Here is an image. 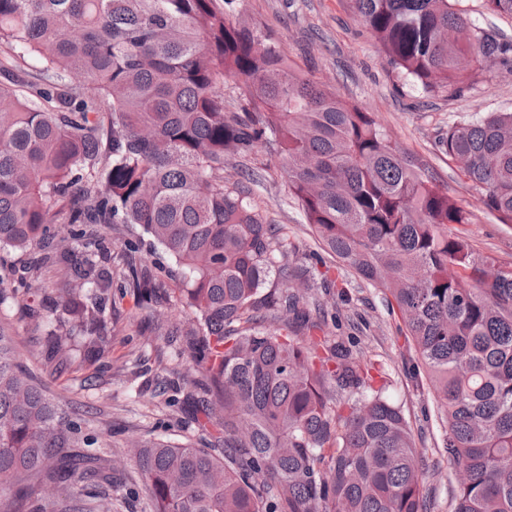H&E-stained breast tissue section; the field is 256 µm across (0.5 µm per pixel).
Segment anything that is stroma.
Here are the masks:
<instances>
[{
	"mask_svg": "<svg viewBox=\"0 0 512 512\" xmlns=\"http://www.w3.org/2000/svg\"><path fill=\"white\" fill-rule=\"evenodd\" d=\"M238 17L261 26L290 62L324 84L342 99L371 112L377 125L416 165L432 172L441 188L471 213L467 224H452L449 235L468 237L477 256L512 267V226L498 223L478 200L477 192L438 146L440 135L461 120H478L493 112L512 111V71L491 65L477 71L463 91L423 92L388 66L379 44L365 28L353 0H235ZM268 164L253 187L268 223L287 225L300 253L318 243L288 194V177L269 148H258L250 161L230 159L224 176L233 180L243 164ZM113 252L140 237L138 263L160 276L166 288H175L181 268L160 245L134 224H116L108 232ZM353 302L344 315L360 314L367 355H381L391 375L388 397L401 407L415 433L418 448L431 466L424 484L432 512H452L456 485L454 470L441 452V422L426 383L408 368L413 356L400 335L397 319L388 312L382 293L352 279ZM115 306L112 351L97 362L76 355L71 367L58 370L44 359L45 332L18 306L0 310V319L12 329L15 347L24 355L53 403L82 414L88 431L109 432V444L120 447L131 437H156L177 445L209 446L213 428L201 427L180 405L157 395L158 378L180 381L174 370L175 350L162 330H148V317L133 294L113 289Z\"/></svg>",
	"mask_w": 512,
	"mask_h": 512,
	"instance_id": "stroma-1",
	"label": "stroma"
}]
</instances>
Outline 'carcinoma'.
<instances>
[{"label":"carcinoma","instance_id":"obj_1","mask_svg":"<svg viewBox=\"0 0 512 512\" xmlns=\"http://www.w3.org/2000/svg\"><path fill=\"white\" fill-rule=\"evenodd\" d=\"M390 66L426 93L456 90L469 61L512 70V39L473 28L458 0H354ZM234 0H0V252L35 255L0 307H45V359L112 348L107 230L137 224L182 268L169 331L205 373L177 388L216 425L211 448L130 439L112 452L54 406L0 324V512H112L97 490L127 461L149 512H430L426 464L389 374L332 332L351 301L320 254L298 261L224 163L273 148L325 254L387 297L443 411L452 512H512V268L448 225L470 213L405 158L371 113L302 75ZM43 60L27 72L25 55ZM243 89L224 110L218 85ZM500 224H512V112L438 140ZM146 305L163 285L123 263ZM81 501L63 506V492Z\"/></svg>","mask_w":512,"mask_h":512}]
</instances>
